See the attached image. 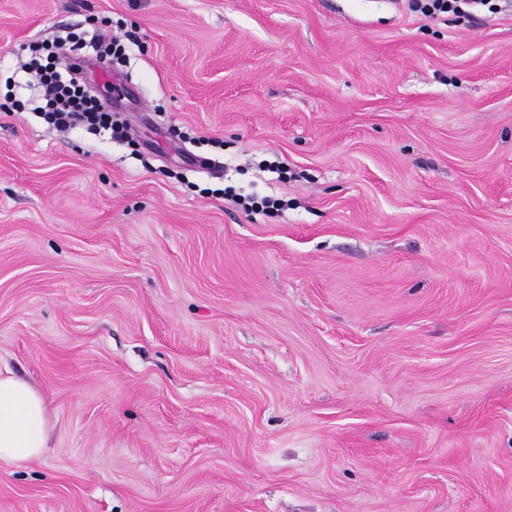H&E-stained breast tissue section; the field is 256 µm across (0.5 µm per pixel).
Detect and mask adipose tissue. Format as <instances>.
Segmentation results:
<instances>
[{
	"label": "adipose tissue",
	"instance_id": "ef3b65f1",
	"mask_svg": "<svg viewBox=\"0 0 512 512\" xmlns=\"http://www.w3.org/2000/svg\"><path fill=\"white\" fill-rule=\"evenodd\" d=\"M50 446L49 412L42 394L12 372L0 373V462L35 461Z\"/></svg>",
	"mask_w": 512,
	"mask_h": 512
}]
</instances>
